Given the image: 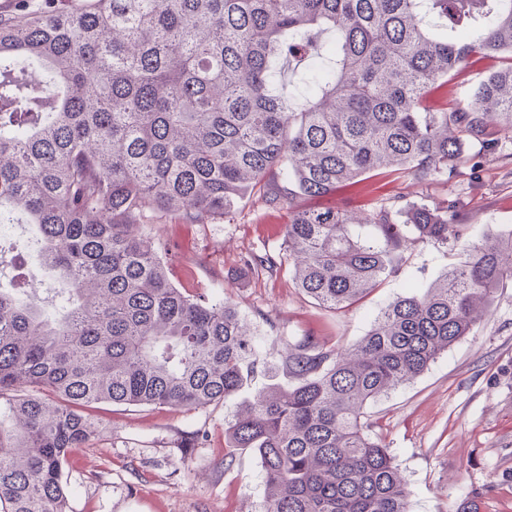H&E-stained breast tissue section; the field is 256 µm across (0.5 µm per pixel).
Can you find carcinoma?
Returning <instances> with one entry per match:
<instances>
[{"label":"carcinoma","instance_id":"cac0c4a2","mask_svg":"<svg viewBox=\"0 0 512 512\" xmlns=\"http://www.w3.org/2000/svg\"><path fill=\"white\" fill-rule=\"evenodd\" d=\"M500 59L465 103L430 102L472 60ZM298 72L293 102L280 88ZM38 69L41 82L30 79ZM512 131V0H17L0 13V222L37 227L61 310L0 289V512H67L64 466L99 402L227 403L258 373L246 319L169 279L129 228L207 224L257 191L288 207L298 288L342 309L419 240L466 236L455 204L318 206L365 180L427 184ZM374 227L372 237L352 232ZM512 279V228L422 294L388 304L352 348L286 346L270 383L225 423L261 462L263 512H410L365 406L467 336Z\"/></svg>","mask_w":512,"mask_h":512}]
</instances>
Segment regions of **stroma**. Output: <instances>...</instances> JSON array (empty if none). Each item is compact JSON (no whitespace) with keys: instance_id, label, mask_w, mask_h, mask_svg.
Segmentation results:
<instances>
[{"instance_id":"obj_1","label":"stroma","mask_w":512,"mask_h":512,"mask_svg":"<svg viewBox=\"0 0 512 512\" xmlns=\"http://www.w3.org/2000/svg\"><path fill=\"white\" fill-rule=\"evenodd\" d=\"M484 154L478 167L427 186L401 178L383 194L399 207L452 200L457 221L469 225L455 244L417 242L403 253L397 275L342 311L315 304L281 259L287 210L247 198L232 219L184 224L175 219L139 224L138 237L160 241L176 287L211 300L231 296L252 325L260 361L276 363L286 344L316 336L352 347L376 314L397 297L431 285L470 246L512 226V137ZM29 225L0 242V286L16 274L44 269L28 249ZM280 259L273 273H254L247 260ZM235 404L196 409L98 403L97 435L64 473L70 512H260L264 499L259 459L228 453L224 426ZM371 434L406 481L411 512H512V280L497 288L471 332L428 369L367 407Z\"/></svg>"}]
</instances>
